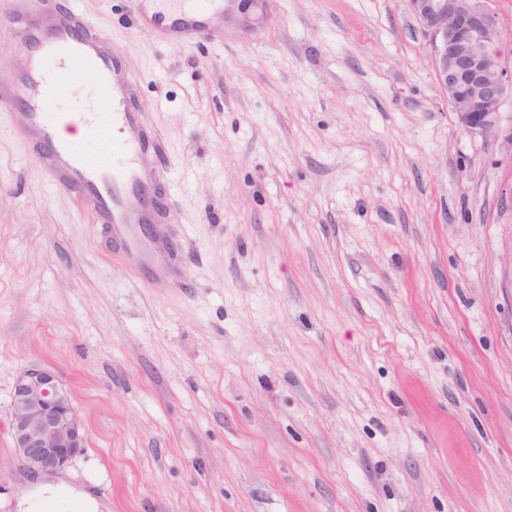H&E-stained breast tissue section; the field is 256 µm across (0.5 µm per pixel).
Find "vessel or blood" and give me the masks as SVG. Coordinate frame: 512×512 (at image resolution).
<instances>
[{
	"instance_id": "b4317fda",
	"label": "vessel or blood",
	"mask_w": 512,
	"mask_h": 512,
	"mask_svg": "<svg viewBox=\"0 0 512 512\" xmlns=\"http://www.w3.org/2000/svg\"><path fill=\"white\" fill-rule=\"evenodd\" d=\"M171 2L189 11V18L171 24L174 32L189 38L206 29L201 15L219 0ZM10 26L28 44L29 57L0 78V105H22V133L35 144L50 183L73 195L93 223L105 225L124 244L125 259L137 262L141 246L134 227L155 223L158 181L145 172L142 161L158 143L142 133L140 116L129 100L132 79L120 52L109 48L72 8L49 6L34 14L21 4ZM68 64L94 69L105 90L102 111L76 115L89 137L84 147L60 139L58 127L65 115L55 111V94L46 83L48 74Z\"/></svg>"
}]
</instances>
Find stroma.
Instances as JSON below:
<instances>
[{
    "instance_id": "stroma-1",
    "label": "stroma",
    "mask_w": 512,
    "mask_h": 512,
    "mask_svg": "<svg viewBox=\"0 0 512 512\" xmlns=\"http://www.w3.org/2000/svg\"><path fill=\"white\" fill-rule=\"evenodd\" d=\"M121 52L163 171L138 271L0 109V512H512V157L440 94L408 0H260ZM88 429L51 492L15 376ZM259 0H225L224 27H238L247 32L250 24L253 2Z\"/></svg>"
}]
</instances>
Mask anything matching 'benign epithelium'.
Instances as JSON below:
<instances>
[{"label": "benign epithelium", "instance_id": "benign-epithelium-1", "mask_svg": "<svg viewBox=\"0 0 512 512\" xmlns=\"http://www.w3.org/2000/svg\"><path fill=\"white\" fill-rule=\"evenodd\" d=\"M255 0H224V25L247 29ZM424 37L435 80L470 136L499 133L504 99L512 94L502 32L482 0H408ZM13 448L33 473H58L87 444L83 418L58 375L33 366L15 378L10 400Z\"/></svg>", "mask_w": 512, "mask_h": 512}]
</instances>
